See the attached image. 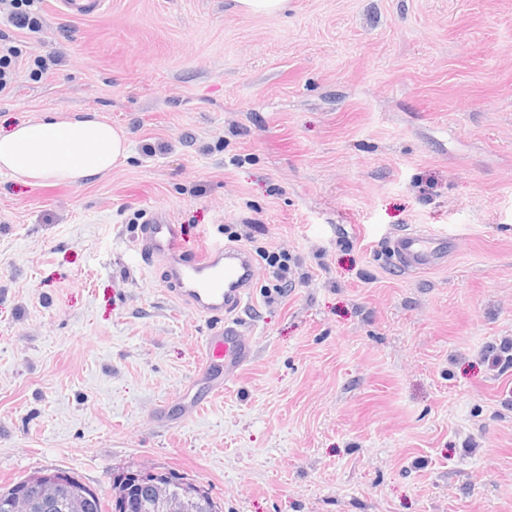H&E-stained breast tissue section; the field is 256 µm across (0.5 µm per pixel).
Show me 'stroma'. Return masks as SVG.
Listing matches in <instances>:
<instances>
[{"instance_id": "1", "label": "stroma", "mask_w": 512, "mask_h": 512, "mask_svg": "<svg viewBox=\"0 0 512 512\" xmlns=\"http://www.w3.org/2000/svg\"><path fill=\"white\" fill-rule=\"evenodd\" d=\"M25 34L66 63L0 133L92 113L126 160L79 185L0 173V489L41 468L101 494L133 466L223 512H512V0H107ZM164 145L150 155L146 146ZM185 249L261 225L248 366L182 402L211 320L134 257L144 210ZM447 234L401 269L394 234ZM233 8L247 14H273L285 10L288 0H232ZM265 260L270 268H273L276 280L277 293L283 295L288 288H295V280L290 277L291 266L288 264V255L284 252L264 251ZM485 355L499 370L507 371L512 367V340L503 339L499 345L491 344L486 347Z\"/></svg>"}]
</instances>
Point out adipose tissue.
<instances>
[{"label": "adipose tissue", "instance_id": "obj_1", "mask_svg": "<svg viewBox=\"0 0 512 512\" xmlns=\"http://www.w3.org/2000/svg\"><path fill=\"white\" fill-rule=\"evenodd\" d=\"M128 150L124 129L94 117L25 121L0 134V172L78 185L110 171Z\"/></svg>", "mask_w": 512, "mask_h": 512}]
</instances>
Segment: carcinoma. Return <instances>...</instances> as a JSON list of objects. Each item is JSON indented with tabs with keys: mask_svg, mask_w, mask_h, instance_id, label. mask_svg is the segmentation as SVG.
I'll list each match as a JSON object with an SVG mask.
<instances>
[{
	"mask_svg": "<svg viewBox=\"0 0 512 512\" xmlns=\"http://www.w3.org/2000/svg\"><path fill=\"white\" fill-rule=\"evenodd\" d=\"M54 473L67 476L69 482L62 485L59 507L53 512H155V499L158 492L178 503V512H221L210 491L203 485L193 483L173 471L151 469L147 473L149 485H144L138 469L122 470L112 477L111 501L106 502L79 475L65 469L54 468ZM47 470H36L13 483L6 491H0V512H43L31 506L22 497L15 498L23 483L33 481Z\"/></svg>",
	"mask_w": 512,
	"mask_h": 512,
	"instance_id": "carcinoma-1",
	"label": "carcinoma"
}]
</instances>
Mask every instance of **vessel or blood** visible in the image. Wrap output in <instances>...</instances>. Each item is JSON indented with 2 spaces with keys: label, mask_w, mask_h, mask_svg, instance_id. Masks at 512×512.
<instances>
[{
  "label": "vessel or blood",
  "mask_w": 512,
  "mask_h": 512,
  "mask_svg": "<svg viewBox=\"0 0 512 512\" xmlns=\"http://www.w3.org/2000/svg\"><path fill=\"white\" fill-rule=\"evenodd\" d=\"M105 0H54L55 10L71 18H90ZM390 250L405 271L426 270L448 255V239L437 233L407 231L393 236ZM142 262L161 260L167 273V292L192 311L212 320L202 344V356L193 383L205 397L186 402L187 413L199 412L206 397L223 392L251 360L252 339L240 330L239 312L246 304L247 288L255 275L252 256L243 248H231L205 239L193 250H184L179 225L154 208L145 212L135 242Z\"/></svg>",
  "instance_id": "vessel-or-blood-1"
}]
</instances>
